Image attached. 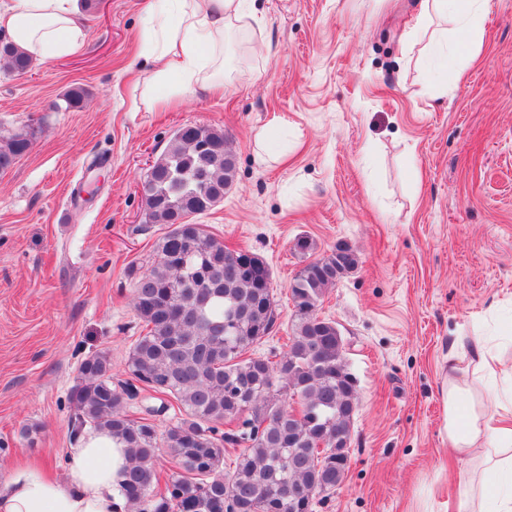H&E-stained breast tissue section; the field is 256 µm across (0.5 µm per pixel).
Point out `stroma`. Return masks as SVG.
<instances>
[{
  "instance_id": "stroma-1",
  "label": "stroma",
  "mask_w": 512,
  "mask_h": 512,
  "mask_svg": "<svg viewBox=\"0 0 512 512\" xmlns=\"http://www.w3.org/2000/svg\"><path fill=\"white\" fill-rule=\"evenodd\" d=\"M143 7L93 0L80 53L0 68V135L33 136L0 172V476L24 460L62 472L87 356L107 352L126 379L132 292L167 230L144 223L141 183L194 125L223 129L236 174L193 223L273 272L279 317L258 352L292 320L298 237L359 256L319 308L359 407L347 477L315 512H459L448 354L512 344V0H489L478 57L445 94L422 84L407 39L418 0H254L252 64L225 52L223 93L162 111L138 107L128 69ZM76 88L83 102L62 109ZM263 127L277 140L259 145Z\"/></svg>"
}]
</instances>
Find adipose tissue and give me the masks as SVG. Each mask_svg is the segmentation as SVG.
I'll return each instance as SVG.
<instances>
[{"instance_id": "ef3b65f1", "label": "adipose tissue", "mask_w": 512, "mask_h": 512, "mask_svg": "<svg viewBox=\"0 0 512 512\" xmlns=\"http://www.w3.org/2000/svg\"><path fill=\"white\" fill-rule=\"evenodd\" d=\"M485 11L486 0H420L409 39L424 57L451 42L478 47ZM79 13L80 0H6L0 40L40 62L76 53L85 41ZM251 18L246 0H147L137 59L147 74L142 104L164 108L190 91L223 90L224 34ZM507 361L482 348L448 355L443 431L451 452L474 467L463 484L466 512H512V403L484 384ZM125 465L111 433L88 431L71 449L64 478L37 464L14 466L0 481V512H124Z\"/></svg>"}]
</instances>
